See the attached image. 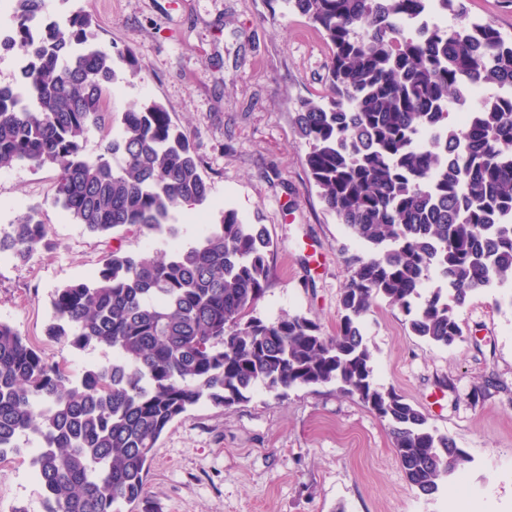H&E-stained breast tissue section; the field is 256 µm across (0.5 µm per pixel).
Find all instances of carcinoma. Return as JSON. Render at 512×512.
I'll list each match as a JSON object with an SVG mask.
<instances>
[{
	"label": "carcinoma",
	"instance_id": "1",
	"mask_svg": "<svg viewBox=\"0 0 512 512\" xmlns=\"http://www.w3.org/2000/svg\"><path fill=\"white\" fill-rule=\"evenodd\" d=\"M14 2L3 49L17 54L21 80L0 86V170L53 167L54 205L100 237L123 227L176 236L175 213L209 194L187 135L155 101L119 118L108 111L118 72L89 16L61 24L44 0ZM285 3L331 48L327 93L301 100L292 120L324 210L362 246L347 260L336 333L303 314L253 315L271 242L234 209L159 254L109 250L92 278L55 289L47 326L75 349L112 351L109 364L74 379L0 321V460L39 448L46 512H152L146 478L168 425L202 403L247 402L259 387L281 397L338 385L387 422L423 496L470 463L424 413L373 385L364 318L381 299L414 335L447 348L463 336L457 309L512 288V40L464 19L458 0ZM450 11L457 26L405 35L406 19ZM466 85L495 92L450 126ZM117 120L119 134L85 155L88 134ZM49 246L34 211L0 231V252L18 261Z\"/></svg>",
	"mask_w": 512,
	"mask_h": 512
}]
</instances>
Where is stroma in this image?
Listing matches in <instances>:
<instances>
[{
	"label": "stroma",
	"mask_w": 512,
	"mask_h": 512,
	"mask_svg": "<svg viewBox=\"0 0 512 512\" xmlns=\"http://www.w3.org/2000/svg\"><path fill=\"white\" fill-rule=\"evenodd\" d=\"M466 6L468 20L512 40V0ZM79 10L103 49L137 60V71L120 66L110 111L162 103L202 162L209 199L177 212V242L194 241L227 208L265 225L271 275L257 315L301 313L333 334L346 259L361 247L325 212L292 122L299 100L327 86L320 31L284 0H45L53 20ZM54 179L49 167L0 170V228L33 209L51 239L27 264L0 258V321L77 376L112 354L48 336L50 299L89 278L107 242L53 204ZM457 316L463 337L448 348L413 335L385 301L365 317L375 385L395 389L471 458L435 496L406 480L386 422L326 385L281 398L259 389L250 401L204 403L173 421L147 476L154 512H512V303L495 288ZM43 496L26 454L0 461V512H42Z\"/></svg>",
	"instance_id": "1"
}]
</instances>
